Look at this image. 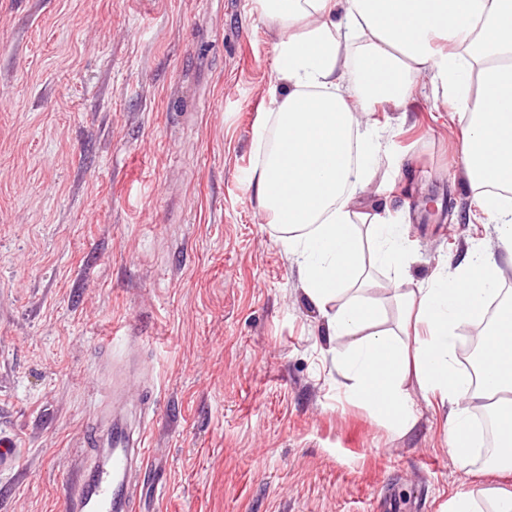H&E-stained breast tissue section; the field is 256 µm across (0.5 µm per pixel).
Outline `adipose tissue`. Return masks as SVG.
<instances>
[{
  "mask_svg": "<svg viewBox=\"0 0 512 512\" xmlns=\"http://www.w3.org/2000/svg\"><path fill=\"white\" fill-rule=\"evenodd\" d=\"M278 28L270 108L256 133L261 161L251 180L259 211L277 224L301 290L318 310L326 349L349 383L348 400L388 427L415 423L407 380L445 410L449 455L474 463L473 416L496 423V483L460 490L447 512H512V0H256ZM431 73L434 100L463 118V177L499 255L469 251L412 292L399 284L411 257L400 225L360 214L384 132L366 125L374 105L402 107ZM388 272L404 312L394 328L368 296L369 271ZM464 325L479 327L481 361L459 358Z\"/></svg>",
  "mask_w": 512,
  "mask_h": 512,
  "instance_id": "1",
  "label": "adipose tissue"
}]
</instances>
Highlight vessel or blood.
I'll list each match as a JSON object with an SVG mask.
<instances>
[{"instance_id": "obj_1", "label": "vessel or blood", "mask_w": 512, "mask_h": 512, "mask_svg": "<svg viewBox=\"0 0 512 512\" xmlns=\"http://www.w3.org/2000/svg\"><path fill=\"white\" fill-rule=\"evenodd\" d=\"M91 453L67 485L63 512H132V471H145L143 437L124 421L106 419L86 431ZM20 445L14 432L0 430V469L14 466Z\"/></svg>"}]
</instances>
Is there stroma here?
I'll use <instances>...</instances> for the list:
<instances>
[{"instance_id": "35a3bbf8", "label": "stroma", "mask_w": 512, "mask_h": 512, "mask_svg": "<svg viewBox=\"0 0 512 512\" xmlns=\"http://www.w3.org/2000/svg\"><path fill=\"white\" fill-rule=\"evenodd\" d=\"M276 26L251 0H0V512H63L109 382L145 427L133 512H445L489 484L413 392L390 430L345 399L321 317L249 178ZM386 148L359 213L413 251L412 291L496 238L460 116L417 89L367 117ZM19 448L14 432L0 430V470L17 463Z\"/></svg>"}]
</instances>
